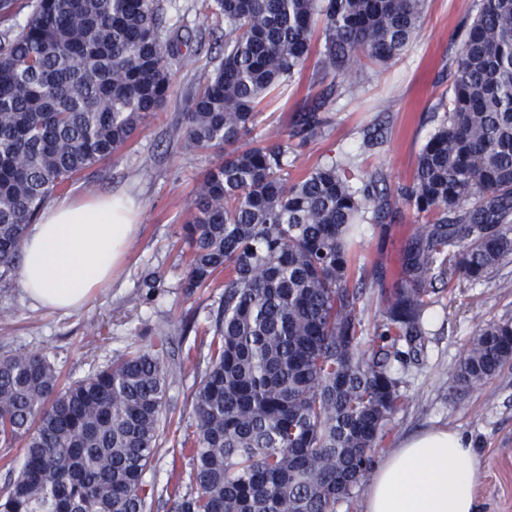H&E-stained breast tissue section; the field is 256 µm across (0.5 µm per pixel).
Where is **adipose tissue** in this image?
Wrapping results in <instances>:
<instances>
[{
  "mask_svg": "<svg viewBox=\"0 0 512 512\" xmlns=\"http://www.w3.org/2000/svg\"><path fill=\"white\" fill-rule=\"evenodd\" d=\"M136 215L132 201L112 194L51 204L27 227L18 267L21 288L41 306L81 308L111 280ZM482 467L461 432L414 435L373 467L364 512H479Z\"/></svg>",
  "mask_w": 512,
  "mask_h": 512,
  "instance_id": "ef3b65f1",
  "label": "adipose tissue"
}]
</instances>
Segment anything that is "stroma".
Listing matches in <instances>:
<instances>
[{
	"mask_svg": "<svg viewBox=\"0 0 512 512\" xmlns=\"http://www.w3.org/2000/svg\"><path fill=\"white\" fill-rule=\"evenodd\" d=\"M166 24H178L190 49L168 68L173 93L142 133L112 158L85 171L51 201L87 194H121L140 206L134 237L123 269L112 285L96 289L81 309L65 313L35 306L17 278L0 280V354L25 350L46 354L71 383L104 367L133 346L148 345L157 332L168 334L182 366L168 378L167 421L144 486L153 512H171L167 484L187 476L188 459L172 454L193 433V394L205 369L204 332L224 306L223 288L187 294V248L182 238L194 190L218 160L214 151H189L183 145V114L188 97L201 88L211 60L224 51V23L205 0H159ZM477 0H428L414 38L387 66L365 65L354 95L327 103L321 134L292 154L290 174L341 153L355 154L359 168L377 178L376 190L391 200L381 223L360 226L362 245L355 271L364 280L363 346L372 345L381 312L394 288L405 245L423 218L400 197L409 184L417 156L443 119L437 105L452 84L465 24ZM314 66H307L298 87L266 109L253 131L271 141L290 128L306 96L319 90ZM378 142L362 149L367 131ZM426 312L427 336L419 362L396 367L406 403L391 415L389 433L376 457L418 431L445 426L468 436L483 460L477 485L482 512H512V363L481 387L457 388L454 379L478 329L512 320V263L476 283L454 277L435 281Z\"/></svg>",
	"mask_w": 512,
	"mask_h": 512,
	"instance_id": "stroma-1",
	"label": "stroma"
}]
</instances>
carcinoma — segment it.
I'll return each mask as SVG.
<instances>
[{
    "label": "carcinoma",
    "mask_w": 512,
    "mask_h": 512,
    "mask_svg": "<svg viewBox=\"0 0 512 512\" xmlns=\"http://www.w3.org/2000/svg\"><path fill=\"white\" fill-rule=\"evenodd\" d=\"M427 0H212L224 57L184 113V147L220 150L183 226L193 293L224 277V312L193 399L188 484L172 512H335L372 469L402 408L394 366L419 361L432 282H472L507 264L512 238V0H478L455 60L444 120L399 196L428 217L401 279L362 340L358 225L390 206L349 152L289 178L296 137L354 94L360 57L387 65ZM156 0H36L0 44V279L47 198L131 144L170 97L180 52ZM316 58L332 78L273 143L250 138L266 103ZM512 361V321L473 339L456 383L478 388ZM168 336L130 348L67 387L42 353L0 355V447L24 449L0 512H151L143 476L161 445Z\"/></svg>",
    "instance_id": "1"
}]
</instances>
